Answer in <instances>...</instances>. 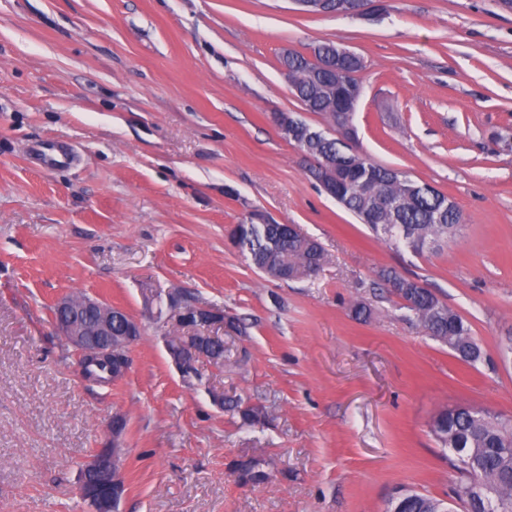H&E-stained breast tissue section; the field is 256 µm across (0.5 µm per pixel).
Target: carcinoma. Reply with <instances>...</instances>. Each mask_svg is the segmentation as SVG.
Masks as SVG:
<instances>
[{
	"instance_id": "carcinoma-1",
	"label": "carcinoma",
	"mask_w": 512,
	"mask_h": 512,
	"mask_svg": "<svg viewBox=\"0 0 512 512\" xmlns=\"http://www.w3.org/2000/svg\"><path fill=\"white\" fill-rule=\"evenodd\" d=\"M335 50L336 45L330 42L311 49V56L324 65L320 75L309 73L311 56L291 51L285 63L289 70L303 74L293 94L305 109L337 118L339 88L329 73ZM308 127L306 122L298 127L296 146L315 160L316 166L310 169V174L317 178V165L341 157L342 146L337 141L308 137ZM403 177L404 174L366 158L349 171L334 195L342 208L360 222L368 223L377 239L398 250L422 255L448 243L460 228L462 215L445 194L425 183L418 184L415 194L404 199L396 210L380 207L378 196H398ZM238 233L241 251L269 278L280 281L309 278L318 275L327 263L325 251L316 240L292 232L285 224H241ZM379 278L412 302V306L405 308V316L421 325L432 339L448 345L459 361L475 367L486 360L470 324L419 280L404 276L394 268L380 270ZM126 357L127 350L121 349L96 362H86L85 375L103 383L116 380L123 375ZM219 401L237 412L247 424L262 419L263 412L258 407L225 397ZM439 419L442 428L435 437L441 445L448 449L456 445L469 449V465L463 466L458 459H452L456 473L452 493L461 501L463 512H512V417L460 404L441 409ZM235 470L238 480L244 483L260 484L268 480L257 458L238 462ZM474 480L496 494L495 510H488L485 500L470 495ZM436 502L435 497L409 491L403 512H433Z\"/></svg>"
}]
</instances>
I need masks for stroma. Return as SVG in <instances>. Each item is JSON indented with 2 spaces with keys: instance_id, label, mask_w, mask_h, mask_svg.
I'll return each instance as SVG.
<instances>
[{
  "instance_id": "stroma-1",
  "label": "stroma",
  "mask_w": 512,
  "mask_h": 512,
  "mask_svg": "<svg viewBox=\"0 0 512 512\" xmlns=\"http://www.w3.org/2000/svg\"><path fill=\"white\" fill-rule=\"evenodd\" d=\"M359 55L357 149L450 197L463 228L418 256L376 239L275 126L313 127L279 59ZM74 161L45 170L40 143ZM300 225L313 279L256 271L227 232ZM417 278L471 325L470 367L404 317L378 278ZM181 292L240 319L184 380L155 306ZM100 298L139 319L125 374L86 379L52 313ZM366 303L372 316L353 314ZM512 0H390L353 16L292 0H0V512H85L82 465L123 417L119 512H384L399 486L449 491L435 413L512 416ZM261 407L254 425L213 401ZM267 461L269 482L234 463ZM260 459L249 458L240 461L235 466L238 480L243 483L260 484L268 480V474L262 469Z\"/></svg>"
}]
</instances>
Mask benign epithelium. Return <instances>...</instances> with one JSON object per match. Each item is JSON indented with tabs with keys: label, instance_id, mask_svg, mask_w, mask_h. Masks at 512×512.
I'll use <instances>...</instances> for the list:
<instances>
[{
	"label": "benign epithelium",
	"instance_id": "obj_1",
	"mask_svg": "<svg viewBox=\"0 0 512 512\" xmlns=\"http://www.w3.org/2000/svg\"><path fill=\"white\" fill-rule=\"evenodd\" d=\"M309 13H329L350 15L365 8L380 10L385 8L384 0H292ZM359 59L356 53L342 47L336 48V78L347 75L345 67L353 60ZM312 134L323 140L337 139L350 146L346 161L336 165L321 167L323 179L332 186L344 180L349 168L359 162L361 153L353 146V128L350 123L337 127L335 131L312 129ZM118 307L109 303L82 297L75 301L67 296L57 305L55 324L60 334L76 347L83 357L112 353V314ZM197 315L202 317V325L227 328L224 314L208 306L194 307ZM223 343L217 336L210 334H185L179 342V354L175 363L183 366L187 360L194 359L201 344ZM114 428L112 447L102 448L94 454L87 464L89 476L80 480L79 494L86 503L88 512H115L124 488L119 460L121 456L118 434Z\"/></svg>",
	"mask_w": 512,
	"mask_h": 512
}]
</instances>
